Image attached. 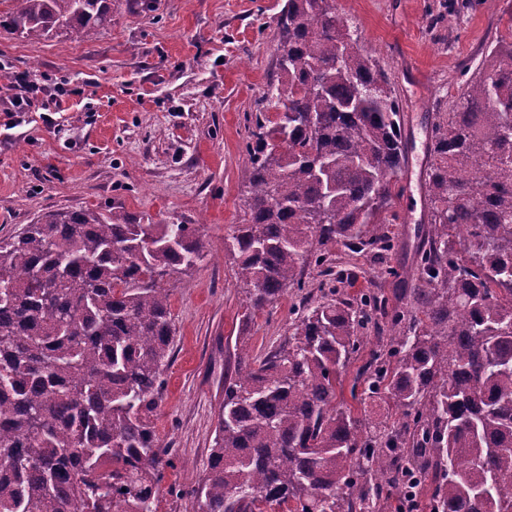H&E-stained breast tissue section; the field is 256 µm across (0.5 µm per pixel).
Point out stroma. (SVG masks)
Returning <instances> with one entry per match:
<instances>
[{"mask_svg": "<svg viewBox=\"0 0 512 512\" xmlns=\"http://www.w3.org/2000/svg\"><path fill=\"white\" fill-rule=\"evenodd\" d=\"M285 0H112V20L94 38L23 39L4 21L16 0H0V95L28 71L65 84L57 112H0V238L49 211L91 207L158 224H192L210 250L173 275L175 337L155 420L174 459L160 486L158 512H196L189 495L203 477L224 377L234 373L235 338L247 311L224 238L240 223L248 190L246 147L256 107L274 77L276 18ZM361 48L387 72L398 99L407 159L384 260L332 250L348 272L350 297L381 291L392 307L416 308L419 254L427 224V144L431 116L450 106L466 75L506 34L512 0H337ZM398 276L384 279L380 265ZM322 278L308 267L304 290L279 296L250 323L251 355L289 335L301 293L319 302ZM366 349L342 377L341 401L372 422L396 428L394 410L352 398Z\"/></svg>", "mask_w": 512, "mask_h": 512, "instance_id": "stroma-1", "label": "stroma"}]
</instances>
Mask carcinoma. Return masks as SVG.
<instances>
[{
  "mask_svg": "<svg viewBox=\"0 0 512 512\" xmlns=\"http://www.w3.org/2000/svg\"><path fill=\"white\" fill-rule=\"evenodd\" d=\"M17 2L7 27L22 38L89 39L112 21V0ZM247 153L243 223L224 250L251 311L302 290L310 263L344 283L333 246L394 247L400 107L336 0H286ZM427 177L417 311L334 287L302 297L292 333L260 358L241 327L197 512H512V33L435 113ZM206 256L193 225L116 209L49 213L0 239V512H157L168 279ZM379 318L390 347L351 388L400 415L376 434L336 388Z\"/></svg>",
  "mask_w": 512,
  "mask_h": 512,
  "instance_id": "carcinoma-1",
  "label": "carcinoma"
}]
</instances>
